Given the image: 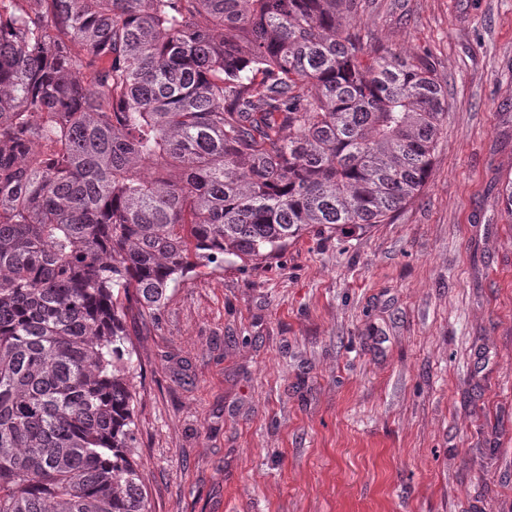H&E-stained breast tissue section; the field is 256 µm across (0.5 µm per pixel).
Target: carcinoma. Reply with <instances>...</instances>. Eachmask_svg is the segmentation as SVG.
I'll return each mask as SVG.
<instances>
[{
  "instance_id": "carcinoma-1",
  "label": "carcinoma",
  "mask_w": 512,
  "mask_h": 512,
  "mask_svg": "<svg viewBox=\"0 0 512 512\" xmlns=\"http://www.w3.org/2000/svg\"><path fill=\"white\" fill-rule=\"evenodd\" d=\"M357 9L0 0V512H152L128 318L425 186L447 92Z\"/></svg>"
}]
</instances>
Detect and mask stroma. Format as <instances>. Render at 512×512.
I'll list each match as a JSON object with an SVG mask.
<instances>
[{"label":"stroma","mask_w":512,"mask_h":512,"mask_svg":"<svg viewBox=\"0 0 512 512\" xmlns=\"http://www.w3.org/2000/svg\"><path fill=\"white\" fill-rule=\"evenodd\" d=\"M448 92L393 222L228 262L129 320L153 512H512V0H359Z\"/></svg>","instance_id":"1"}]
</instances>
